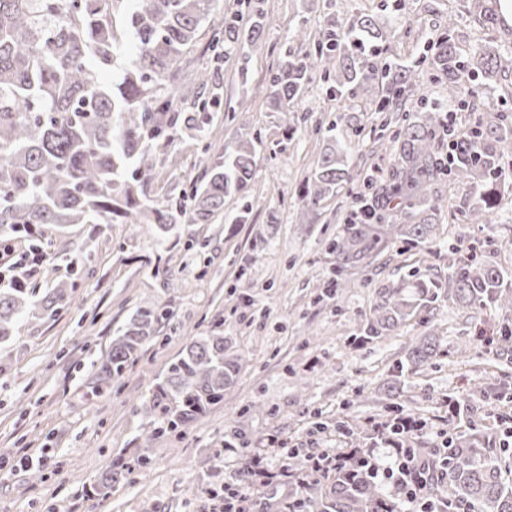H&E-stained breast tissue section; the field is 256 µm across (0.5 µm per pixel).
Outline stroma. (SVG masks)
I'll list each match as a JSON object with an SVG mask.
<instances>
[{"label": "stroma", "instance_id": "stroma-1", "mask_svg": "<svg viewBox=\"0 0 512 512\" xmlns=\"http://www.w3.org/2000/svg\"><path fill=\"white\" fill-rule=\"evenodd\" d=\"M248 0H215L179 77L208 69L216 97L206 140L185 134L172 145L177 166L155 165L148 199L182 193L201 175L206 145L230 144L247 124L262 139L248 194L245 223H235L237 200L224 217L161 237L148 224L48 225V259L29 282L44 292L60 281L68 300L49 320L22 319L9 346L0 347V512H210L209 490L221 489L241 455L224 453L215 467L203 460L238 438L262 447L276 435L308 451L366 446L382 421L387 384L411 344L437 337L440 352L406 375L398 401L434 428L421 437L436 447V431L498 433L512 422V343L475 339L477 328L512 331V307L464 310L442 301L391 336L358 347L380 289L401 281L447 276L449 256L492 257L512 283V189L500 187L490 214L471 216L480 183L441 175L430 188L436 213L431 241L391 239L368 265L346 269L330 292L336 257L329 244L345 227L368 174L376 185L396 174V133L405 111L420 100L452 101L457 124L468 129L486 107L512 124V62L490 77L475 75L473 93L449 99L443 76L429 63L428 39L449 32L460 61L481 49L512 51V24L500 0H262L263 48L252 56L224 53L216 40L227 17L246 13ZM369 15L391 33L370 56L375 65L416 67L415 95L404 112H379L360 94L328 100L313 79L287 112L272 111L269 77L285 48L309 49L327 20ZM247 111H239V104ZM349 141L353 177L315 211L300 192L326 146L325 129ZM172 310L157 343L145 346L124 375L104 389L90 383L113 336L145 303ZM219 330L228 355L239 358L235 385L194 421L183 437L146 439L139 410L190 335ZM471 396V409L448 425L445 398ZM258 401L263 413L246 412ZM147 456L99 492L98 480L121 459Z\"/></svg>", "mask_w": 512, "mask_h": 512}]
</instances>
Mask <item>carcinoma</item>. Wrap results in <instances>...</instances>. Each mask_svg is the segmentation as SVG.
<instances>
[{"instance_id":"obj_1","label":"carcinoma","mask_w":512,"mask_h":512,"mask_svg":"<svg viewBox=\"0 0 512 512\" xmlns=\"http://www.w3.org/2000/svg\"><path fill=\"white\" fill-rule=\"evenodd\" d=\"M213 0H0V235L21 227L45 224H152L166 233L180 218L211 224L224 212V199L248 197L255 176V136H245L204 167L190 192L143 202L144 186L154 170L152 150L168 147L177 130L196 131L209 110L202 90L210 81L200 72L196 83L163 87L177 79L183 57L195 46ZM134 36L133 60L116 86L102 83V72L114 60L120 37ZM261 9L252 5L249 19L224 25V45L249 52L262 49ZM386 30L370 16L330 20L314 50H285L269 79L272 110L284 112L321 68L326 96L335 100L362 92L378 98L379 111L391 112L407 102L415 85V66L386 63L377 69L366 49L377 45ZM430 64L448 79V94L459 96L464 69L448 35L430 42ZM190 101L198 110L181 112L173 101ZM424 117L402 125L397 180L374 189L369 202L375 224H349L330 243L336 254L332 286L340 287L345 269L370 259L382 241L397 233L409 242L432 237L424 205L432 181L449 170L460 178L498 171L497 149L512 144V126L492 113L456 139L459 157L445 167L435 153L444 139L441 110L424 106ZM301 197L303 207L318 208L351 178L350 144L328 135ZM408 223L384 224L393 210ZM449 291L437 277L410 287L382 288L366 335L374 340L400 330L417 313L444 297L458 307L512 301L501 271L491 258L477 262L462 256L450 266ZM69 295L58 283L37 299L26 286L0 291V344L15 335L20 317L50 318ZM170 311L153 304L137 308L112 339L102 359L98 381L120 378L135 355L159 340ZM432 336L411 347L408 370L416 371L438 355ZM239 371L238 359L224 354V337L191 336L150 397L141 402L150 418L151 440L181 436L198 415L224 401ZM416 458L432 467L428 491L434 499L466 512H512V480L505 478L498 456L480 435L453 442L441 465L433 448L415 449ZM299 475L309 470L303 449L288 450ZM148 459L121 462L99 479L102 485L145 469ZM400 488H387L361 466L356 455L342 467L308 486L288 491L280 483L267 486L260 512H401Z\"/></svg>"}]
</instances>
